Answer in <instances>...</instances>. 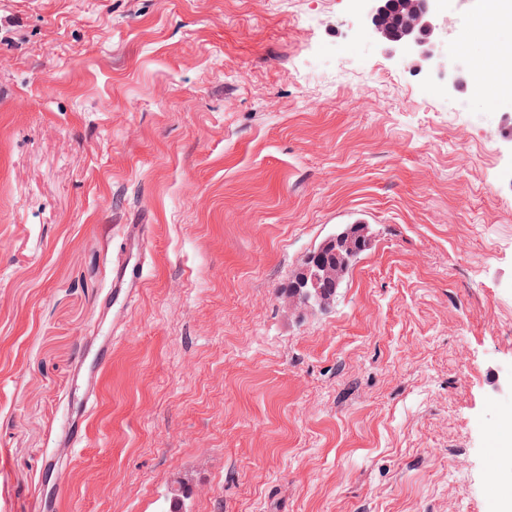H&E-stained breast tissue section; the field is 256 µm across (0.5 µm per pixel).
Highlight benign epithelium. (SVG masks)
<instances>
[{
  "label": "benign epithelium",
  "instance_id": "7a95c632",
  "mask_svg": "<svg viewBox=\"0 0 512 512\" xmlns=\"http://www.w3.org/2000/svg\"><path fill=\"white\" fill-rule=\"evenodd\" d=\"M361 22L368 35L389 46L404 60L419 59L434 65L448 91L459 90L473 73L467 56L450 59L432 35L436 28L438 0H401L400 11L391 12L385 0H359Z\"/></svg>",
  "mask_w": 512,
  "mask_h": 512
}]
</instances>
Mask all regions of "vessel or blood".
I'll return each instance as SVG.
<instances>
[{
  "label": "vessel or blood",
  "mask_w": 512,
  "mask_h": 512,
  "mask_svg": "<svg viewBox=\"0 0 512 512\" xmlns=\"http://www.w3.org/2000/svg\"><path fill=\"white\" fill-rule=\"evenodd\" d=\"M146 276L141 260L121 256L112 269V284L105 296L121 308H129L140 296ZM119 341L118 336L103 337L94 356H78L74 375L75 386L70 396L73 407L79 408V415H65L62 422L60 442L67 455H74L84 445L87 434L77 423L78 417H89L99 404L102 374L109 365L112 348Z\"/></svg>",
  "instance_id": "vessel-or-blood-1"
}]
</instances>
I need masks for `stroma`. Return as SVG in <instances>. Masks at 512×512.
Wrapping results in <instances>:
<instances>
[{
	"label": "stroma",
	"instance_id": "stroma-1",
	"mask_svg": "<svg viewBox=\"0 0 512 512\" xmlns=\"http://www.w3.org/2000/svg\"><path fill=\"white\" fill-rule=\"evenodd\" d=\"M439 0L447 56L512 38ZM147 283L105 309L126 225ZM345 224L334 301L282 289ZM119 332L87 444L80 347ZM512 98L352 0H0V512H512ZM400 1V12L392 13L383 0H359L361 22L366 32L404 60L419 59L431 63L449 92L459 90L472 75L473 63L467 56L448 59L433 41L439 1ZM354 225L361 226V229H355L351 233L350 241L344 244H338L335 248L339 250L338 255V264L343 265L345 268V276L346 277L350 267L353 265V262L360 257L363 253H365L369 248L366 246V241L370 236V232L368 231V228L364 224H347L343 227H341L337 232L336 235L333 236L332 241L341 242L345 238L346 234H348ZM357 241H362V244L365 245L364 249H360V245H356ZM352 246L353 248H348Z\"/></svg>",
	"mask_w": 512,
	"mask_h": 512
}]
</instances>
